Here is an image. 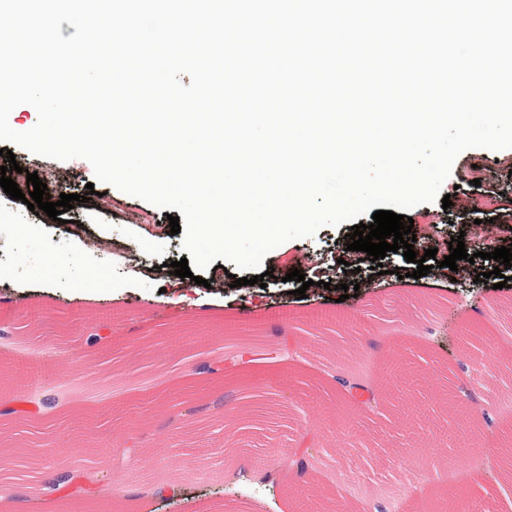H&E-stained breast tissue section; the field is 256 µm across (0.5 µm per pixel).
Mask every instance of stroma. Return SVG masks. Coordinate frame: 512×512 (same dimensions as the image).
I'll return each instance as SVG.
<instances>
[{
    "label": "stroma",
    "instance_id": "obj_1",
    "mask_svg": "<svg viewBox=\"0 0 512 512\" xmlns=\"http://www.w3.org/2000/svg\"><path fill=\"white\" fill-rule=\"evenodd\" d=\"M37 173L55 193L79 200L64 222L35 214L0 191V329L40 318L63 324L76 361L41 356L17 338L0 339V396L23 382L21 371L36 362L41 390L59 395L45 432L72 428L67 445L45 455L37 483L5 480L0 512H95L102 499L112 512H295L298 498L342 497L353 512H435L452 493L466 492L483 512H512V495L495 494L460 458L463 448L491 459L512 427L502 363H512V267L505 287L468 291L451 275L431 269L414 279L415 263L387 253L384 274L370 262L357 272L346 236L351 222L321 228L287 241L266 255L265 286L199 288L208 305L160 302L161 292L191 287L171 275L168 263L184 258L181 235L161 209L95 181L90 163L58 161L0 144ZM505 151L470 148L455 160L441 192L450 208L427 203L408 211L430 233L417 236V255H449L451 238L463 236L474 254L471 273L493 271L484 259L491 247L512 245V226L498 224L490 236L474 231L477 200L512 215V166ZM82 225L74 236L72 224ZM331 282L296 296L290 271ZM356 283L341 299L339 284ZM479 336L478 349L439 342L447 321ZM96 325L110 327L109 342L87 344ZM258 330L264 346L304 347L303 358L283 365L250 367L233 374L206 370L236 339ZM358 378L381 407L377 414H345L340 378ZM261 393L273 414L246 430L247 446L208 445L193 430L227 424L235 408ZM359 429L364 445L346 452L342 437ZM127 433L153 456L119 466L101 434ZM67 470L100 477L88 495L40 493Z\"/></svg>",
    "mask_w": 512,
    "mask_h": 512
}]
</instances>
